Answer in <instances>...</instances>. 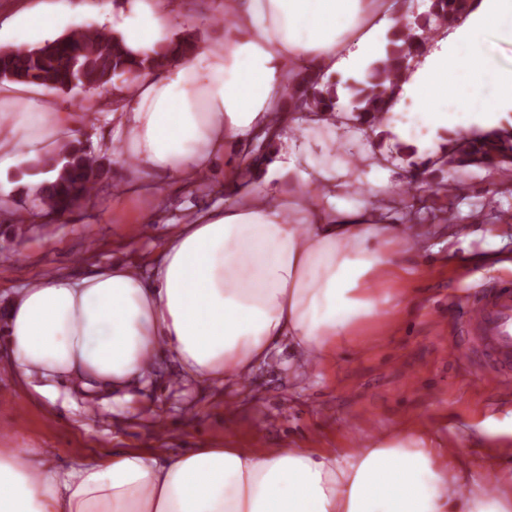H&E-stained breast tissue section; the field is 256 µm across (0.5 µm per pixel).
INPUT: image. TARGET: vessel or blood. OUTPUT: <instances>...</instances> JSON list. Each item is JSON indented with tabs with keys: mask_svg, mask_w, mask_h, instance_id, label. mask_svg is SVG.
Returning a JSON list of instances; mask_svg holds the SVG:
<instances>
[{
	"mask_svg": "<svg viewBox=\"0 0 512 512\" xmlns=\"http://www.w3.org/2000/svg\"><path fill=\"white\" fill-rule=\"evenodd\" d=\"M464 317L469 332L452 342L455 358L470 361L474 348H481L502 369L496 385L512 387V282L503 280L467 294Z\"/></svg>",
	"mask_w": 512,
	"mask_h": 512,
	"instance_id": "1",
	"label": "vessel or blood"
}]
</instances>
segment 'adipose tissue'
<instances>
[{"instance_id": "1", "label": "adipose tissue", "mask_w": 512, "mask_h": 512, "mask_svg": "<svg viewBox=\"0 0 512 512\" xmlns=\"http://www.w3.org/2000/svg\"><path fill=\"white\" fill-rule=\"evenodd\" d=\"M224 16L223 41L143 71L109 117L125 190L220 174L226 204L177 225L150 273L115 261L20 288L0 305L15 377L61 378L131 415L134 390L158 373L240 386L277 363L301 381L383 314L400 317L407 298L396 285L424 237L381 220L375 199L336 201L341 178L368 167L385 184L389 169L374 154L336 176L302 174L289 136L310 110L309 77L358 73L384 56L386 32L404 22L396 0H224ZM172 18L169 0H136L112 32L141 56L169 44ZM491 36L512 42V0H479L453 26H433L386 112L415 104L434 139L494 129L512 112V66L491 60ZM2 102L20 113L0 120V172L57 150L87 122L49 97L31 111L8 81ZM254 138L275 144L279 160L242 153ZM0 512H512V473L488 491L461 451L405 427L359 448H118L64 472L21 466L0 448Z\"/></svg>"}]
</instances>
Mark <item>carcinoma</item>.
<instances>
[{
	"label": "carcinoma",
	"mask_w": 512,
	"mask_h": 512,
	"mask_svg": "<svg viewBox=\"0 0 512 512\" xmlns=\"http://www.w3.org/2000/svg\"><path fill=\"white\" fill-rule=\"evenodd\" d=\"M474 0H431L424 25L430 20L451 25L467 14ZM412 36L394 31L388 39L385 57L371 63L364 75L346 85L352 111L366 122L378 119L387 99L401 76L410 54ZM198 48L192 35L184 36L173 47H161L153 55L137 60L112 33L93 27H79L51 42L33 47H10L0 52L4 81L22 82L59 91L104 89L120 78L130 85L144 67L163 68L175 58ZM311 82L310 105L332 107L339 100L334 86L317 88ZM446 164L452 167L483 165L497 169L512 168V133L493 130L475 139H463L452 147ZM31 169L56 172L54 179L41 184L36 198L65 209L84 198L105 175V168L80 144H73L56 156L32 163Z\"/></svg>",
	"instance_id": "1"
}]
</instances>
